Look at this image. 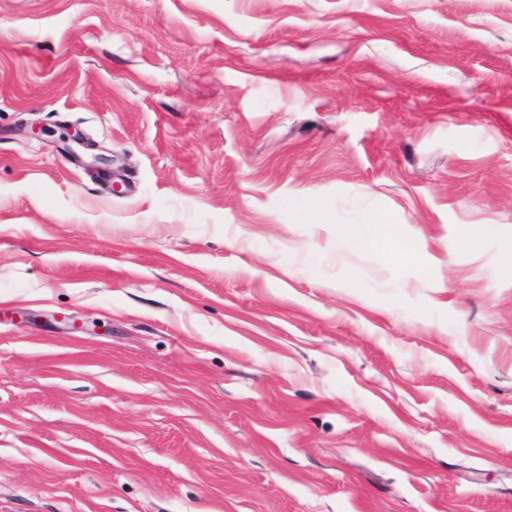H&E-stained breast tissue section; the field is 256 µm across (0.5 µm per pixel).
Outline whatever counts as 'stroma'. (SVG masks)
<instances>
[{
	"instance_id": "1",
	"label": "stroma",
	"mask_w": 512,
	"mask_h": 512,
	"mask_svg": "<svg viewBox=\"0 0 512 512\" xmlns=\"http://www.w3.org/2000/svg\"><path fill=\"white\" fill-rule=\"evenodd\" d=\"M0 512H512V0H0Z\"/></svg>"
}]
</instances>
